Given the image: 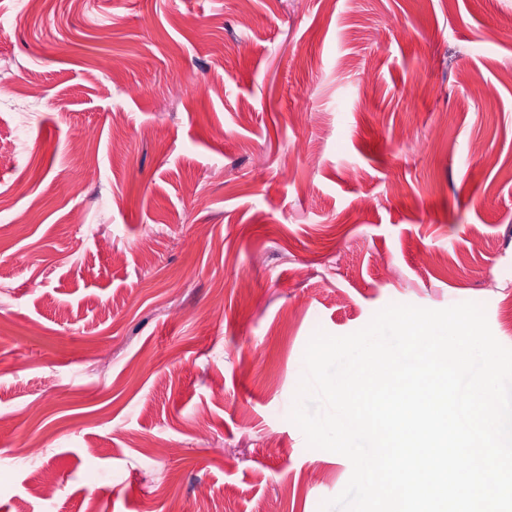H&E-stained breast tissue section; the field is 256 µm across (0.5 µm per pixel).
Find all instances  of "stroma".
<instances>
[{"instance_id": "1", "label": "stroma", "mask_w": 512, "mask_h": 512, "mask_svg": "<svg viewBox=\"0 0 512 512\" xmlns=\"http://www.w3.org/2000/svg\"><path fill=\"white\" fill-rule=\"evenodd\" d=\"M511 69L512 0H0V512H320L316 331L512 348Z\"/></svg>"}]
</instances>
